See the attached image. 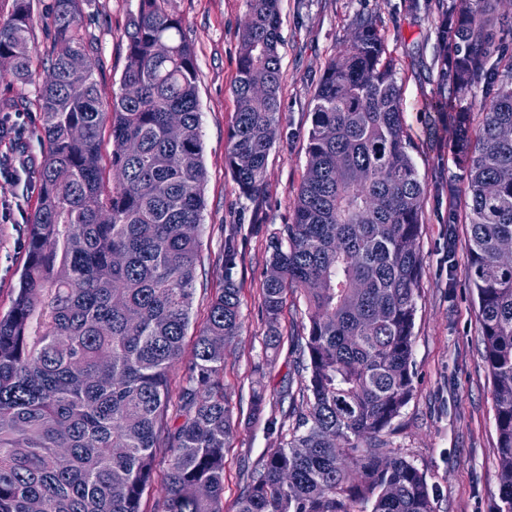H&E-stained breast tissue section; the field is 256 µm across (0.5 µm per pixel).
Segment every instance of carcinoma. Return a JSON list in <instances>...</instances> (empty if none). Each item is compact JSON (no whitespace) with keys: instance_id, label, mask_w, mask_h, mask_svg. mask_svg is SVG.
Wrapping results in <instances>:
<instances>
[{"instance_id":"cac0c4a2","label":"carcinoma","mask_w":512,"mask_h":512,"mask_svg":"<svg viewBox=\"0 0 512 512\" xmlns=\"http://www.w3.org/2000/svg\"><path fill=\"white\" fill-rule=\"evenodd\" d=\"M165 2L139 0L129 23L121 86L137 85L139 98L121 90L106 108L81 0H54L36 99L40 202L16 297L0 316V512H141L160 452L168 497L158 512H224V449L237 433L224 343L242 331L239 288L228 244L223 287L171 397L194 300L205 170L195 54ZM246 3L226 164L241 193L257 197L279 123L280 14L279 0ZM500 4L449 0L438 39L448 98L435 109L454 113L457 127L468 277L495 382L501 512H512V262L501 260L512 253V54L489 62L494 36L512 37ZM31 8L14 0L0 23V56L13 59L21 85L40 77ZM479 87L487 101L473 132ZM313 101L294 223L262 288L272 342L286 288L306 297L305 409L283 414L280 427L290 419L292 433L269 450L238 512H435L423 474L378 443L413 394L426 179L409 153L395 61L372 19H357ZM171 110L181 113L176 138Z\"/></svg>"}]
</instances>
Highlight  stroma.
Returning <instances> with one entry per match:
<instances>
[{"mask_svg": "<svg viewBox=\"0 0 512 512\" xmlns=\"http://www.w3.org/2000/svg\"><path fill=\"white\" fill-rule=\"evenodd\" d=\"M137 6L138 0L82 3L83 28L95 38L103 63L99 79L107 104L121 86L126 30ZM167 9L183 19L195 53L206 168L189 336L203 326L220 286L225 238L235 237L239 250L233 278L240 289L243 331L224 346V397L238 425L236 439L224 451V512H236L242 491L277 443L270 423L282 417V395L297 400L303 395L307 303L300 290H287L279 342L268 346L264 272L272 242L294 221L315 89L362 16L373 18L397 63L410 154L428 184L416 241L422 267L412 347L414 392L382 434L381 450L406 457L423 474L436 512H494L500 481L493 378L483 358L479 304L467 273L468 226L452 223L448 212L449 193L464 197L466 181L450 153L454 131L431 108L441 96L437 0H280V118L264 190L252 199L240 194L226 165L238 108L233 86L246 0H168ZM37 95V84L0 79V97L22 102L11 117L29 157L17 176L0 175V315L13 304L27 260V229L39 206L44 155ZM258 395L265 406L257 414L252 403Z\"/></svg>", "mask_w": 512, "mask_h": 512, "instance_id": "obj_1", "label": "stroma"}]
</instances>
